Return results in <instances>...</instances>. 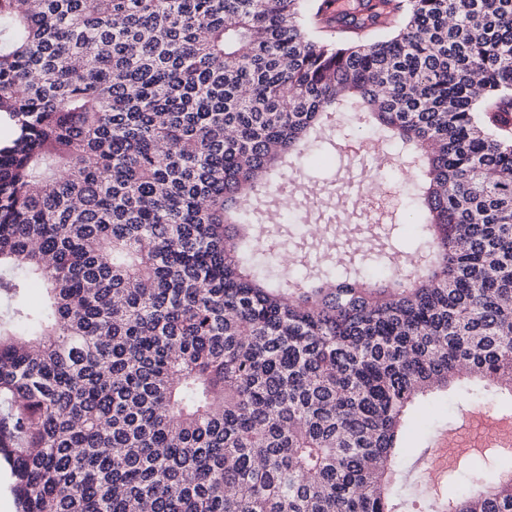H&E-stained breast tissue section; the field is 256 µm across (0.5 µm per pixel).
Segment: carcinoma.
I'll return each mask as SVG.
<instances>
[{"instance_id":"obj_1","label":"carcinoma","mask_w":512,"mask_h":512,"mask_svg":"<svg viewBox=\"0 0 512 512\" xmlns=\"http://www.w3.org/2000/svg\"><path fill=\"white\" fill-rule=\"evenodd\" d=\"M0 0V456L18 512H395L416 400L512 394V0ZM413 166L379 278L272 206L337 112ZM323 187L294 204L310 214ZM42 305L28 300L33 285ZM512 456L448 512H512Z\"/></svg>"}]
</instances>
